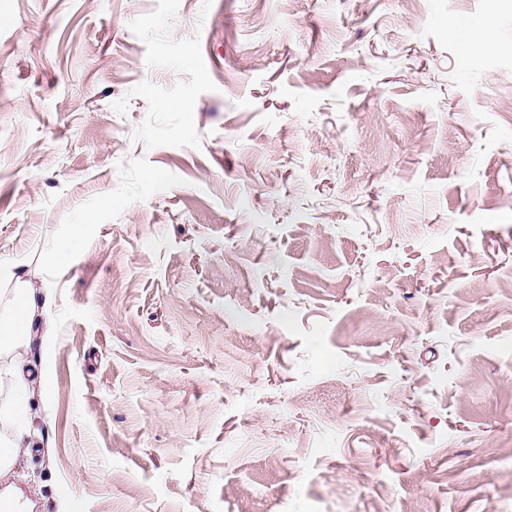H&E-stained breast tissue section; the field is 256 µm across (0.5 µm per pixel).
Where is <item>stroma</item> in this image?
<instances>
[{
	"label": "stroma",
	"mask_w": 512,
	"mask_h": 512,
	"mask_svg": "<svg viewBox=\"0 0 512 512\" xmlns=\"http://www.w3.org/2000/svg\"><path fill=\"white\" fill-rule=\"evenodd\" d=\"M20 288L25 512H512V0H0ZM20 296L22 302L20 311L16 313L15 302ZM40 303L37 301L34 292L27 289H20L14 301L13 311L6 317L0 318V344L4 346H12L29 336V331L33 325L35 318L42 313Z\"/></svg>",
	"instance_id": "stroma-1"
}]
</instances>
